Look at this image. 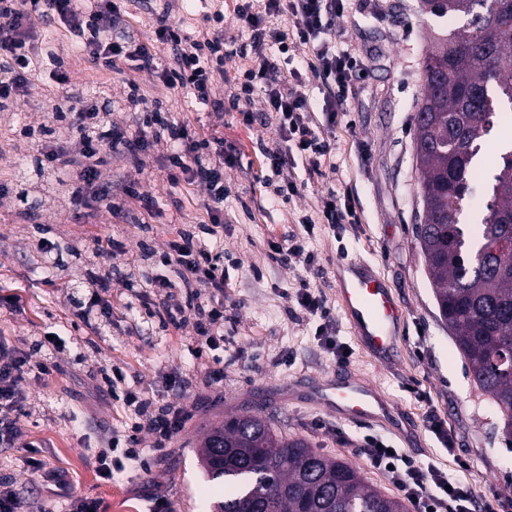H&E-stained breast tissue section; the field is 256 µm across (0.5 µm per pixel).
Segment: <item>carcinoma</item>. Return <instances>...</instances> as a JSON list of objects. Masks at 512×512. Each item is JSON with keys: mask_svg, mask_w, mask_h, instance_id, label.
<instances>
[{"mask_svg": "<svg viewBox=\"0 0 512 512\" xmlns=\"http://www.w3.org/2000/svg\"><path fill=\"white\" fill-rule=\"evenodd\" d=\"M421 2L433 17L465 22L432 37L423 64L416 241L440 318L512 445V374L501 363H512V143L488 176L481 159L495 126L512 124V16L498 11V0ZM482 191L489 203L464 223L467 202ZM198 455L207 475L224 481L220 512H405L403 500L284 436L260 411L208 428Z\"/></svg>", "mask_w": 512, "mask_h": 512, "instance_id": "1", "label": "carcinoma"}]
</instances>
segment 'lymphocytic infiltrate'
Here are the masks:
<instances>
[{"label": "lymphocytic infiltrate", "mask_w": 512, "mask_h": 512, "mask_svg": "<svg viewBox=\"0 0 512 512\" xmlns=\"http://www.w3.org/2000/svg\"><path fill=\"white\" fill-rule=\"evenodd\" d=\"M347 0H237L235 18L247 45L224 38L223 29L198 40L185 33L169 14L156 18L151 42L119 35L115 22L121 14L118 0H0V112L14 111L28 100L36 83L53 89L46 104V120L22 124L15 131L17 151L35 150L42 171L63 180L61 207L75 221L95 220L118 214L112 196L110 170L114 158L137 167L155 159L171 186L196 184L205 192L208 223L182 229L166 247L154 253L150 267L126 274L124 286L147 301L148 289L171 288L180 279L186 290L183 300L166 310L174 326L193 325L199 341L192 354H211L213 365L205 372L206 385L224 381V265L204 238L224 224V137L219 131L199 136L187 124L176 121L162 99L139 92L135 73L146 71L169 91H180L211 107L215 118H223L224 102L212 98L211 87L224 73L226 58L254 47L258 67L238 74L241 94L262 91L268 111L276 117L279 147L266 150L265 164L280 172L289 156L307 164L308 174L318 173L321 157L330 145L311 125L314 106L298 89L300 68H293V86L276 81V54L287 53L288 36L313 51V69L328 90L322 106L328 120L343 109L355 72L365 63L344 48L331 32ZM291 13L292 30L273 27V16ZM64 28L76 55L96 69L121 76L128 86L124 122L112 118L111 101L91 94L88 87L70 75L65 55L49 35L51 26ZM171 57H164V49ZM124 243L110 239L96 244L82 267L85 289L72 306V315L85 326L99 329L112 324V295L101 282L112 275V258L124 252ZM56 340L35 336L23 341L0 337V447H15L19 437L18 417L31 408L25 387L46 380L57 371ZM124 401L138 417L129 435L111 436L97 453V475L111 481L125 468L145 467L140 434H148L152 445L163 448L181 432L189 417L186 406L169 403L153 407L141 392L126 391ZM359 451L371 465L385 472L411 503L414 512H472L475 496L468 484L449 480L444 473L422 465L399 449L380 447L379 440L364 438Z\"/></svg>", "instance_id": "f902f5d3"}]
</instances>
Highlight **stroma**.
Listing matches in <instances>:
<instances>
[{
  "label": "stroma",
  "mask_w": 512,
  "mask_h": 512,
  "mask_svg": "<svg viewBox=\"0 0 512 512\" xmlns=\"http://www.w3.org/2000/svg\"><path fill=\"white\" fill-rule=\"evenodd\" d=\"M235 0H127L126 28L149 39L156 12L170 9L171 18L191 36L212 32L205 20L215 8L232 15ZM457 18L436 19L423 14L419 0H367L350 3L336 19V30L356 52L370 58L367 75L355 76L344 103L345 113L328 125L323 113L313 122L330 142L321 160V177L311 179L300 193L281 201L274 188L281 178L262 165V147L275 146V123L265 110L261 93L241 101L239 110L224 114V225L207 236L210 248L223 252L228 275L224 305L234 320L224 326V386L204 382V364L188 352L197 341L192 326L164 323L165 294H157L151 311H144L124 288L129 255L140 244L163 249L179 229L205 224L209 218L200 186H170L160 172L114 165L112 190L121 193L126 182L141 175L154 179L159 199L156 211L144 212L128 200L126 215L111 224H76L66 212L41 213L32 222L21 215L0 216V296L20 299L21 312L0 309V337L27 338L52 327L81 347L82 358L62 355L51 378L31 383L29 400L35 409L20 417L17 447H0V482L15 483L29 497L30 512H63L64 501L52 492L45 471L67 475L68 493L99 499L103 512H146L149 499L167 502L170 512H217L224 500V484L208 478L200 468L197 449L205 429L224 416L269 407L284 399L279 427L289 437H302L312 448L349 462L365 481L383 493L397 488L357 451L363 437L383 438L423 464L449 478L465 481L477 496V512H512V448L506 447L496 426L499 415L488 396L473 385L465 362L438 315L433 286L416 244L417 210L414 120L423 89L421 66L433 27L450 30ZM142 94L158 96L174 117L207 135L211 117L179 92H166L148 72L136 73ZM252 113L253 123L242 120ZM40 113L20 107L0 118V180L24 168L25 157L8 153L11 130L20 123H36ZM335 191L337 202L349 204L359 221L329 227L315 225L306 232L299 218L316 216L323 196ZM308 236V247L319 259V272H306L302 263L280 265L268 256L270 238ZM62 245L79 241L94 244L108 238L126 245L118 255L111 280L112 329L96 334L74 325L70 313L80 296L82 263L74 256L65 271L55 272L54 289H47L37 250L41 237ZM356 259L381 275L404 313L395 360H374L359 344L339 301L336 268ZM322 293L328 318L300 310L291 294L301 279ZM326 325L346 358L330 353L316 328ZM123 367L126 388L159 402L186 405L192 417L167 448L152 453L143 471L102 482L96 473L95 451L112 432L124 429L130 412L122 398L101 389L97 369L101 361ZM344 368L376 385L397 412L393 429L365 422L339 423L337 432L314 429L322 411L308 401L290 397L288 387L302 380L330 377ZM177 372L190 382L188 391L163 392L159 377ZM436 413L453 437V447L425 423ZM41 445L44 472L29 471L26 444Z\"/></svg>",
  "instance_id": "1"
}]
</instances>
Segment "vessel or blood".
Wrapping results in <instances>:
<instances>
[{"label":"vessel or blood","instance_id":"obj_1","mask_svg":"<svg viewBox=\"0 0 512 512\" xmlns=\"http://www.w3.org/2000/svg\"><path fill=\"white\" fill-rule=\"evenodd\" d=\"M343 268L346 275L338 280L341 304L358 341L378 360H393L401 309L384 280L368 265L348 261ZM308 392L327 416L340 421L386 424L393 416L388 400L368 381L349 372L311 384Z\"/></svg>","mask_w":512,"mask_h":512}]
</instances>
